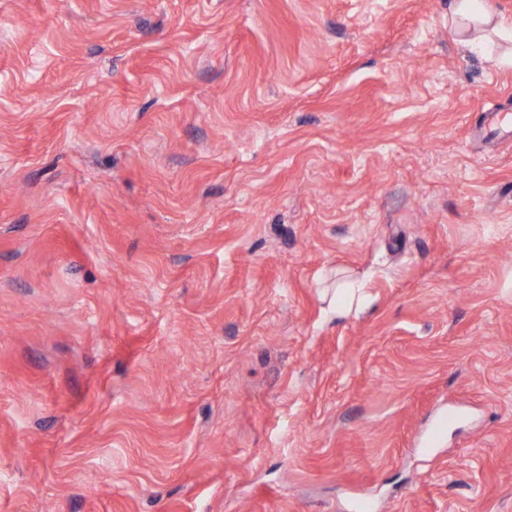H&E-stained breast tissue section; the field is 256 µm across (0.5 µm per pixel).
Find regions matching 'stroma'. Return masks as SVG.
Instances as JSON below:
<instances>
[{
    "mask_svg": "<svg viewBox=\"0 0 512 512\" xmlns=\"http://www.w3.org/2000/svg\"><path fill=\"white\" fill-rule=\"evenodd\" d=\"M450 2L0 0V512H512V42ZM336 288V303L333 304L336 317L349 315L355 306L359 307L364 302L365 295L360 287L341 282L337 283Z\"/></svg>",
    "mask_w": 512,
    "mask_h": 512,
    "instance_id": "stroma-1",
    "label": "stroma"
}]
</instances>
